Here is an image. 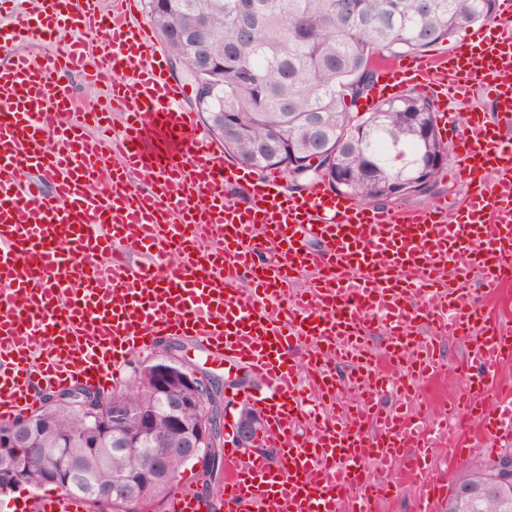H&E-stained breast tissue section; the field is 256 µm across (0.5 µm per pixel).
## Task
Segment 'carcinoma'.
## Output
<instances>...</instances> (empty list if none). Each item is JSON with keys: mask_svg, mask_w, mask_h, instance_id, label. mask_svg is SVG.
<instances>
[{"mask_svg": "<svg viewBox=\"0 0 512 512\" xmlns=\"http://www.w3.org/2000/svg\"><path fill=\"white\" fill-rule=\"evenodd\" d=\"M497 0H164L149 14L172 56L191 73L194 49L185 34L201 28L211 76L193 96L197 111L224 112L235 118V130L224 137V151L260 173L286 171L288 151L264 150L284 136L304 161L324 158L300 183L331 175L335 191L358 202L387 206L399 199L386 194L404 180L408 163L430 154L450 157L448 142L434 134L423 140L408 122L411 112L433 118L429 100L412 94L379 101L368 116L354 109L376 79L375 59L385 55L428 52L468 26L497 15ZM105 411H91L46 401L30 423L32 441L20 450L22 483L0 478V492L33 491L48 484L55 464L51 449L69 453L75 471L70 487L61 489L86 499L90 512L141 469L153 467L154 446L142 440L141 456L115 448L125 429L112 426V412L143 404L139 388L127 385L103 393ZM168 433L166 401L150 402ZM463 481L495 484L492 464L482 463ZM486 492L474 498L468 512H506L512 490Z\"/></svg>", "mask_w": 512, "mask_h": 512, "instance_id": "1", "label": "carcinoma"}]
</instances>
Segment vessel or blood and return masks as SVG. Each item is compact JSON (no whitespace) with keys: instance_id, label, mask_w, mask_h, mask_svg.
<instances>
[{"instance_id":"obj_1","label":"vessel or blood","mask_w":512,"mask_h":512,"mask_svg":"<svg viewBox=\"0 0 512 512\" xmlns=\"http://www.w3.org/2000/svg\"><path fill=\"white\" fill-rule=\"evenodd\" d=\"M137 0H34L0 28V420L33 408L34 391L108 388L117 369L162 335L190 336L260 383L250 400L265 415L277 465L224 450L225 501L254 512H373L393 483L418 484L413 512H433L447 491L432 475L433 432L413 402L419 380L442 371L436 343L466 342L465 392L445 418L479 420L485 434L512 429V403L487 405L512 326L495 323L467 288L487 294L512 268V0L503 28L470 33L447 56L381 64L369 100L415 88L439 103H494L502 128L467 118L451 138L464 205L399 212L326 192L283 193L252 180L207 144L185 88L169 74ZM74 32L61 52L28 43ZM107 44L87 65L86 34ZM82 74L107 84L111 112L81 105L63 83ZM114 139L101 137L112 111ZM34 170L36 180L22 179ZM241 185L244 205L224 188ZM320 250L309 247V239ZM250 280L249 290L239 284ZM385 322L375 341L369 320ZM350 359L359 392L338 405L330 364ZM402 404L379 406L384 389ZM332 406L335 418L323 417ZM84 500L47 495L34 512H85Z\"/></svg>"}]
</instances>
